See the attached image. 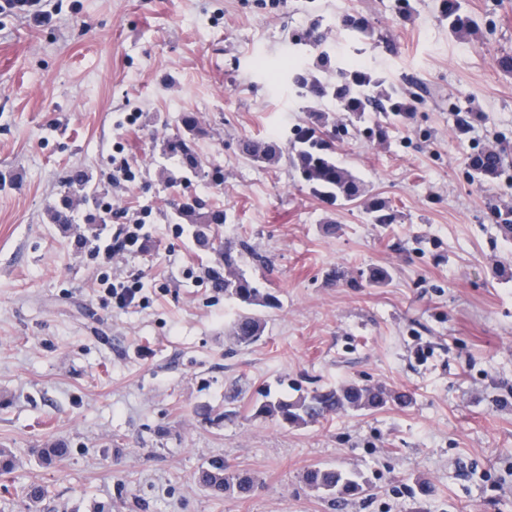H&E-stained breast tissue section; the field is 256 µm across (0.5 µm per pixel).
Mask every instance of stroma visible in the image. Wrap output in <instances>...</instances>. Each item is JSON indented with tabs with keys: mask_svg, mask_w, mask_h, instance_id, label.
<instances>
[{
	"mask_svg": "<svg viewBox=\"0 0 512 512\" xmlns=\"http://www.w3.org/2000/svg\"><path fill=\"white\" fill-rule=\"evenodd\" d=\"M43 0L48 20L0 10V512H30L23 483L48 487L44 512H512V238L489 206H512V0H460L478 35L449 33L439 0ZM360 14L372 38L339 26ZM321 20L339 56L357 57L411 98L383 141L351 133L336 159L364 201L319 198L287 162L246 163L241 138L290 139L309 100L273 68L292 32ZM196 113L213 188L183 178L162 142ZM479 118L459 132L456 115ZM501 148L498 180L469 175ZM125 160L132 181L112 178ZM91 173L112 221L60 226L48 208L71 168ZM224 209L222 237L251 250L240 268L272 306L237 342L238 300L212 288V249L171 217L173 197ZM387 201L395 219L367 208ZM139 222L143 252L112 275L144 305L107 306L81 240ZM335 233H325L326 224ZM373 267L391 279L365 280ZM346 383L410 394L409 404L342 410L302 427L255 414ZM69 455L40 465L37 451ZM246 472V494H213V461ZM357 475L340 499L307 470Z\"/></svg>",
	"mask_w": 512,
	"mask_h": 512,
	"instance_id": "obj_1",
	"label": "stroma"
}]
</instances>
